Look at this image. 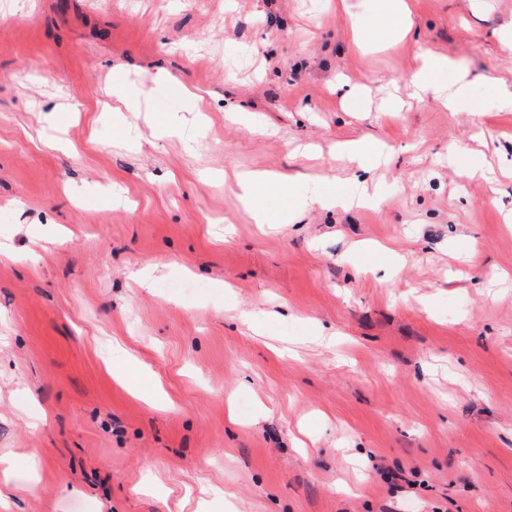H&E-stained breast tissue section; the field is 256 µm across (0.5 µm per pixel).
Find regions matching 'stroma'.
Returning a JSON list of instances; mask_svg holds the SVG:
<instances>
[{
	"label": "stroma",
	"instance_id": "obj_1",
	"mask_svg": "<svg viewBox=\"0 0 512 512\" xmlns=\"http://www.w3.org/2000/svg\"><path fill=\"white\" fill-rule=\"evenodd\" d=\"M349 2L0 0V512H512V0ZM423 50L459 108L383 111ZM362 139L378 202L309 206ZM376 2L371 28L354 29L353 41L358 46L366 45L374 31H384L395 38H404L411 31L409 8L406 0H372ZM298 180L293 177L279 175L277 177L256 173L242 176L238 181L240 198L259 224L266 221L265 211L262 206V198L272 188L293 189Z\"/></svg>",
	"mask_w": 512,
	"mask_h": 512
}]
</instances>
